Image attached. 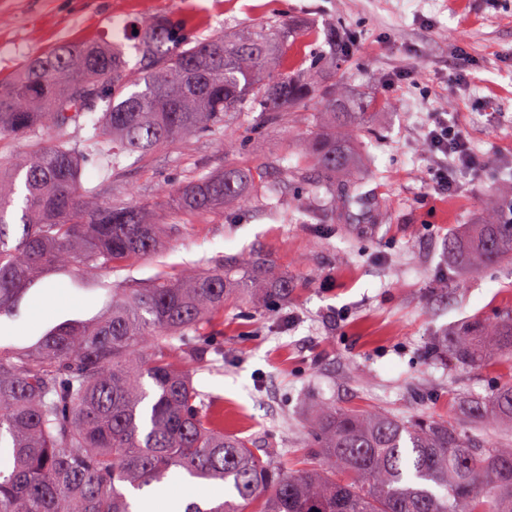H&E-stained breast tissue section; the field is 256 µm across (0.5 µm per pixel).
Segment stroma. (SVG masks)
Wrapping results in <instances>:
<instances>
[{
    "instance_id": "35a3bbf8",
    "label": "stroma",
    "mask_w": 512,
    "mask_h": 512,
    "mask_svg": "<svg viewBox=\"0 0 512 512\" xmlns=\"http://www.w3.org/2000/svg\"><path fill=\"white\" fill-rule=\"evenodd\" d=\"M167 18L183 21L195 40L300 21L288 57L307 67L329 32L346 38V95L374 105L348 127L356 165L336 178H353L358 199L333 204L314 195L322 174L311 164L285 176L319 123L316 98L274 121L229 114L218 132L157 145L116 169L101 159L84 170L82 186L116 203L158 204L162 250L96 276L69 265L43 271L19 299V317L0 316V345L24 347L62 322L97 318L110 287L258 253L287 276V301L225 308L211 330L224 365L193 376L223 409L225 429L272 449L287 475L316 460L307 430L322 402L405 420L430 416L482 442L506 443L507 432L465 419L458 399L512 383V360L464 367L428 348L466 321L512 313L511 263L474 269L448 250L450 238L512 193V0H0V81L54 45L108 39L120 27L139 70L135 30ZM432 112L464 128L481 161L457 173L451 194L431 180L422 125ZM227 143L233 152H224ZM229 163L262 173L247 206L177 208L183 186ZM272 184L282 208L266 203Z\"/></svg>"
}]
</instances>
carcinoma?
<instances>
[{
  "label": "carcinoma",
  "instance_id": "carcinoma-1",
  "mask_svg": "<svg viewBox=\"0 0 512 512\" xmlns=\"http://www.w3.org/2000/svg\"><path fill=\"white\" fill-rule=\"evenodd\" d=\"M297 24L263 26L244 38L193 41L171 19L137 36L144 75H130L109 41L61 44L0 84V135L35 138L31 152L0 161V315L44 267L80 273L122 268L154 253L161 225L152 207L99 202L81 190L82 169L107 147L112 166L196 133L213 132L234 109L268 120L280 109L322 99L295 174L312 162L331 191L355 157L336 129L370 108L336 84L277 60ZM105 104L88 135L70 128ZM358 113H353V110ZM49 129L53 136L40 139ZM260 174L234 164L200 175L179 205L200 213L243 204ZM23 191L20 213L10 211ZM450 247L475 266L512 260V222L492 211ZM288 278L258 255L219 259L205 271L158 275L146 288L112 289L90 322H65L31 346H0V512H134L131 493L179 479L224 486V498L192 499L184 512H512V443L480 445L433 418L404 421L323 405L310 426L317 467L285 476L251 444L224 430L192 372L224 361L208 329L237 300L286 299ZM460 365L512 355V315L476 320L443 337ZM475 419L512 428V385L468 401Z\"/></svg>",
  "mask_w": 512,
  "mask_h": 512
}]
</instances>
